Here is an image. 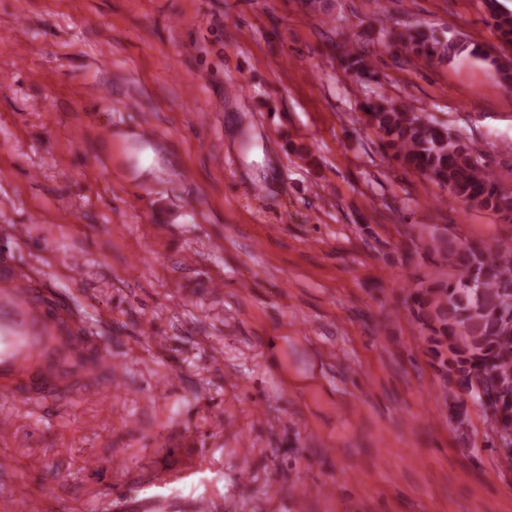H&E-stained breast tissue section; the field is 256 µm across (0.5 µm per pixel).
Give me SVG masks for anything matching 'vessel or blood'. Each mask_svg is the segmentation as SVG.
<instances>
[{"label":"vessel or blood","instance_id":"b4317fda","mask_svg":"<svg viewBox=\"0 0 512 512\" xmlns=\"http://www.w3.org/2000/svg\"><path fill=\"white\" fill-rule=\"evenodd\" d=\"M78 372L105 376L109 392L122 387L123 368L106 348L93 346L30 277L0 272V394L53 410L74 400Z\"/></svg>","mask_w":512,"mask_h":512}]
</instances>
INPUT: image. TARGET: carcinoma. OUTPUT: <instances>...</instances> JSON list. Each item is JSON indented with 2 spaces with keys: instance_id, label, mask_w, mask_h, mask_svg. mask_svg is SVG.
Segmentation results:
<instances>
[{
  "instance_id": "1",
  "label": "carcinoma",
  "mask_w": 512,
  "mask_h": 512,
  "mask_svg": "<svg viewBox=\"0 0 512 512\" xmlns=\"http://www.w3.org/2000/svg\"><path fill=\"white\" fill-rule=\"evenodd\" d=\"M485 2L501 40L511 47L512 10L500 0ZM399 37L419 57L451 56L466 49L480 55L479 47L459 42L442 47L422 30L408 29ZM344 61L365 79L375 78L363 58L347 52ZM365 114L368 125L404 165L464 203L512 215V192L460 132L427 124L418 113L396 104L369 102ZM428 252L441 263L430 284L413 293L414 319L428 332L432 358L460 392L490 411L494 435L503 439L512 435V248H459L443 238ZM448 263L459 271L457 278L448 279Z\"/></svg>"
}]
</instances>
